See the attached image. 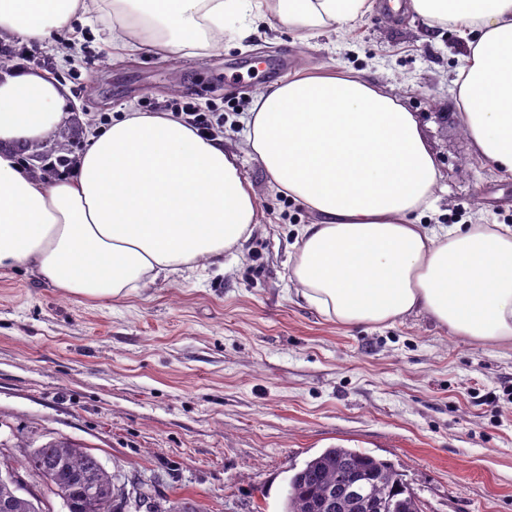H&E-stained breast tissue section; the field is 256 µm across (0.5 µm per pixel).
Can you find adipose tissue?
I'll return each instance as SVG.
<instances>
[{
    "mask_svg": "<svg viewBox=\"0 0 512 512\" xmlns=\"http://www.w3.org/2000/svg\"><path fill=\"white\" fill-rule=\"evenodd\" d=\"M430 26L465 39L456 105L474 154L512 175V0H410ZM374 0H0V43L43 42L93 11L129 53H172L224 22L253 17L296 29L346 25ZM49 72L0 73V271L27 265L52 287L94 300L217 263L258 222L250 186L223 136L200 137L168 114L127 112L87 130L74 175L34 173L20 155L65 118ZM245 126L278 191L315 213L288 256L298 294L341 326L425 314L457 336L512 342V226L418 223L441 174L417 117L359 76L291 75L258 95Z\"/></svg>",
    "mask_w": 512,
    "mask_h": 512,
    "instance_id": "obj_1",
    "label": "adipose tissue"
}]
</instances>
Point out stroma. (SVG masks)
Segmentation results:
<instances>
[{
  "mask_svg": "<svg viewBox=\"0 0 512 512\" xmlns=\"http://www.w3.org/2000/svg\"><path fill=\"white\" fill-rule=\"evenodd\" d=\"M389 0L317 37L255 18L246 39L163 57L122 56L100 26L13 42L10 65L51 72L69 116L36 144L51 178L86 148L84 126L190 97L224 115L260 222L223 265L119 301H91L21 266L0 274V451L68 440L129 494L196 512H283L289 477L342 446L390 462L423 512H512V344L486 346L415 314L345 327L288 279L295 229L314 215L279 193L246 144L257 94L332 65L414 112L442 172L432 224L512 225V176L472 152L455 101L465 43ZM263 64H255V57Z\"/></svg>",
  "mask_w": 512,
  "mask_h": 512,
  "instance_id": "obj_1",
  "label": "stroma"
}]
</instances>
